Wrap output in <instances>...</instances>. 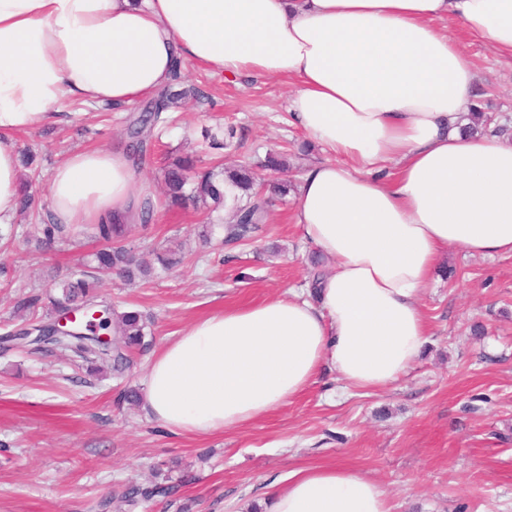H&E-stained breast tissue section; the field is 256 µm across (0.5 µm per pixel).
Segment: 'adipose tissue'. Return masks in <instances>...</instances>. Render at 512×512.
I'll list each match as a JSON object with an SVG mask.
<instances>
[{
    "instance_id": "1",
    "label": "adipose tissue",
    "mask_w": 512,
    "mask_h": 512,
    "mask_svg": "<svg viewBox=\"0 0 512 512\" xmlns=\"http://www.w3.org/2000/svg\"><path fill=\"white\" fill-rule=\"evenodd\" d=\"M460 23L512 61V0H0V223L18 210L15 136L63 99L126 105L177 60L295 82L292 122L327 153L298 178L293 220L333 270L316 300L227 306L155 355L143 408L175 434L245 427L331 367L377 392L419 358L421 296L442 256L512 255V142L459 130L477 74ZM58 224H129L146 185L126 150L83 149L54 169ZM268 512H391L341 465L269 487Z\"/></svg>"
}]
</instances>
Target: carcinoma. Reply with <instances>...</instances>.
Listing matches in <instances>:
<instances>
[{
    "mask_svg": "<svg viewBox=\"0 0 512 512\" xmlns=\"http://www.w3.org/2000/svg\"><path fill=\"white\" fill-rule=\"evenodd\" d=\"M188 96L200 98L202 91L182 86L180 66L177 65L170 82L152 98L154 111L132 117L128 128L129 157L136 168H141L144 163L154 130L164 121L162 113ZM202 136L210 149L224 150L232 145L234 129L218 125L204 129ZM163 183L164 192L174 205L201 204L212 212L220 207L227 209L228 219L222 224L226 240L250 241L266 224L269 199L256 188L254 173L247 166H226L219 162L210 168H198L195 160L186 156L165 168ZM128 229L127 224L92 225V237L102 243V248L92 253L90 260L86 261L93 272L81 270L78 277L59 285V293L51 298L55 312L65 313L82 306L99 304L97 288L106 277L113 275L132 285L156 273L169 271L183 262V256L171 248L155 253L154 262H145L140 252L128 244ZM73 230L72 226L51 221L42 224L41 236L35 239V249L46 253L55 245L70 240ZM39 303L40 298L36 296H27L18 301L20 307L32 314L28 327L43 326L44 336L40 341L82 363L91 374L100 371L101 363L110 365L116 373L123 372L130 364L132 350L144 345L146 317L138 310L117 314L112 307L105 306V316L99 322L98 330L112 336V342L106 344L79 328L72 329L65 336L56 335L51 316L36 315ZM173 492L172 486L154 484L143 487L131 484L123 492V497L128 502H136Z\"/></svg>",
    "mask_w": 512,
    "mask_h": 512,
    "instance_id": "cac0c4a2",
    "label": "carcinoma"
}]
</instances>
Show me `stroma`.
I'll use <instances>...</instances> for the list:
<instances>
[{
  "mask_svg": "<svg viewBox=\"0 0 512 512\" xmlns=\"http://www.w3.org/2000/svg\"><path fill=\"white\" fill-rule=\"evenodd\" d=\"M448 33L471 58L492 126L512 137V62L460 24ZM181 81L204 96L183 100L158 129L153 162L140 171L155 198L164 196L168 151L195 154L202 128L216 122L235 130L233 162L258 165L284 149L294 180L326 160L291 121L288 81H230L194 63L183 64ZM58 110L17 137L35 154L27 174L36 205L13 216L15 260L0 274V512H250L273 479L328 464L372 476L392 512H512V256L446 252L422 297L428 341L392 386L367 393L326 370L249 426L208 435L173 434L121 394L143 390L154 353L192 320L305 287L313 249L293 222V201L271 207L258 238L239 245L201 246L190 209H162L146 232L131 225L129 242L183 243L184 261L146 283L103 280V304L151 318L148 346L123 375L105 367L89 377L63 353L15 341L28 319L19 298L40 296V311H49L56 283L94 247L82 237L47 258L26 254L24 237L50 213L54 168L80 149L126 147L134 108L66 100ZM133 482L177 492L130 504L121 494Z\"/></svg>",
  "mask_w": 512,
  "mask_h": 512,
  "instance_id": "stroma-1",
  "label": "stroma"
}]
</instances>
